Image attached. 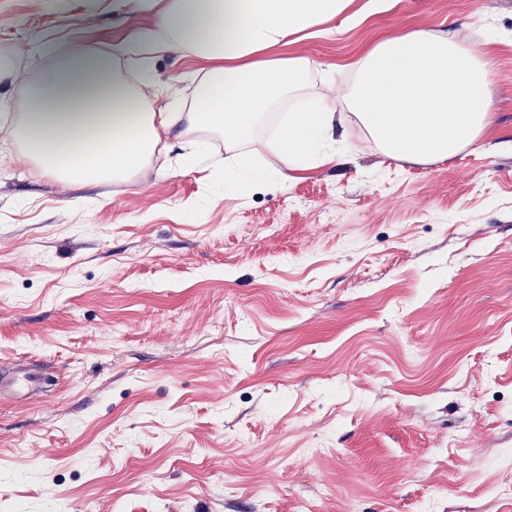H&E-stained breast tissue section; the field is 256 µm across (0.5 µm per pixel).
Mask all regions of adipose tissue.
<instances>
[{
	"label": "adipose tissue",
	"mask_w": 512,
	"mask_h": 512,
	"mask_svg": "<svg viewBox=\"0 0 512 512\" xmlns=\"http://www.w3.org/2000/svg\"><path fill=\"white\" fill-rule=\"evenodd\" d=\"M351 3L115 0L152 17L143 38L153 48L175 44L209 62L188 103L154 111L121 71L119 52L72 54L41 81H14L6 136L40 174L83 187L145 175L160 148H179L180 170H202L207 149L195 132H231V189L250 169L240 141L267 124L270 158L250 170L254 181L336 162L334 145L350 120L380 154L410 165L450 159L478 140L492 123L489 60L454 30L406 28L382 38L350 63L342 111L310 93L308 59L280 51L320 34Z\"/></svg>",
	"instance_id": "ef3b65f1"
}]
</instances>
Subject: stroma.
I'll list each match as a JSON object with an SVG mask.
<instances>
[{"instance_id": "35a3bbf8", "label": "stroma", "mask_w": 512, "mask_h": 512, "mask_svg": "<svg viewBox=\"0 0 512 512\" xmlns=\"http://www.w3.org/2000/svg\"><path fill=\"white\" fill-rule=\"evenodd\" d=\"M102 0H0V55L39 79L149 18ZM397 28L483 42L512 0H397L284 48L336 102L346 64ZM146 63L155 111L208 61ZM493 122L452 159L354 149L282 185L224 187L153 156L126 183L69 188L0 142V512H512V44L491 57ZM41 384V378L35 373L15 371L6 377H0V400L8 399L15 404H25L34 388Z\"/></svg>"}]
</instances>
